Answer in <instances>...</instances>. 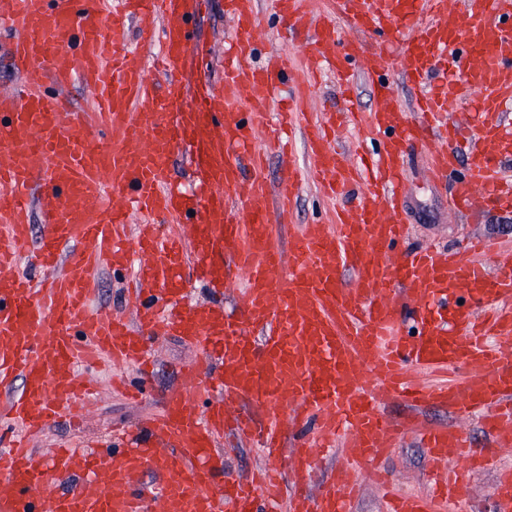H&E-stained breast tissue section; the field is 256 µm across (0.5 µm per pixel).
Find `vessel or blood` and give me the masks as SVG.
Masks as SVG:
<instances>
[{
  "label": "vessel or blood",
  "instance_id": "vessel-or-blood-1",
  "mask_svg": "<svg viewBox=\"0 0 512 512\" xmlns=\"http://www.w3.org/2000/svg\"><path fill=\"white\" fill-rule=\"evenodd\" d=\"M0 0V51L22 84L0 91V512H348L363 482L388 484L398 442L426 450L428 496L391 499L387 512H437L454 503L463 473L489 469L512 452V250L477 239L467 250L404 248V160L435 130L431 174L460 170L453 211L475 203L512 210V0H332L352 32L308 12L306 0H276L287 25L312 30L301 48L317 75L359 66L376 94L361 121L377 148L360 161L337 148L336 119L309 124L312 165L277 186L245 180L262 168L253 143L265 129L271 92L287 63H250L258 0H224L234 26L224 77L190 93L194 23L204 0ZM379 41L367 51L361 34ZM159 43L149 67L131 37ZM420 93L417 123L389 91L391 57ZM80 81L93 115L74 111L62 90ZM312 86L295 81L280 130H295ZM473 114L449 122V99ZM198 158L199 190L171 179L181 143ZM339 197L362 186L337 224L302 225L289 246L276 226L303 179ZM181 225L178 236L161 233ZM43 280L12 275L22 255ZM133 270L135 321L90 307L99 268ZM353 278L344 281L342 273ZM235 289L236 314L181 306L187 279ZM177 334L201 347L182 368L163 410L128 447L64 445L51 458L28 437L72 419L92 394L101 358L142 364L153 336ZM465 368L433 385L420 372ZM21 390H13L15 381ZM398 397L448 411L438 426L387 418ZM482 414L484 445L461 421ZM257 442L267 462L244 481H227L212 446L225 431ZM344 439L353 460L313 469ZM496 512H512V470L499 471Z\"/></svg>",
  "mask_w": 512,
  "mask_h": 512
}]
</instances>
